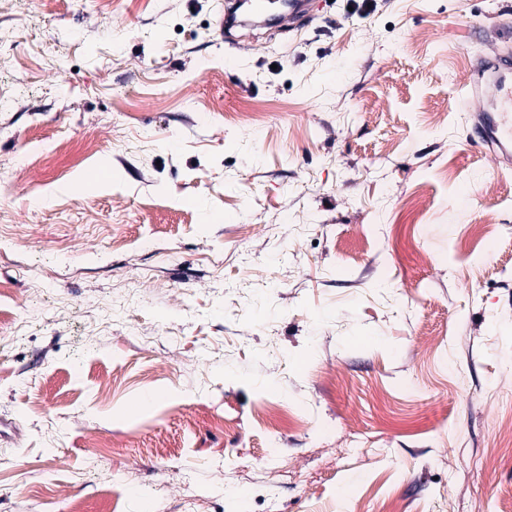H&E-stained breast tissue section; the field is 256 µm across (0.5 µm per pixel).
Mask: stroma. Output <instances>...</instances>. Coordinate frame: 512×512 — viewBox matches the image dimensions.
I'll use <instances>...</instances> for the list:
<instances>
[{
  "label": "stroma",
  "instance_id": "1",
  "mask_svg": "<svg viewBox=\"0 0 512 512\" xmlns=\"http://www.w3.org/2000/svg\"><path fill=\"white\" fill-rule=\"evenodd\" d=\"M223 2L0 0V512H512V0ZM471 29L484 33L488 44L493 45L492 56L485 62L482 68L478 69V73L485 67H490L499 72L497 81H494L492 87V99L495 102L493 110L488 111L482 105L480 84L472 93V99L475 102V113L483 122L477 126L481 138L491 144H496L502 151V155L493 149L494 159L497 163H505L511 167L512 157V54L508 51L501 52L498 45L501 37L498 33H489L485 24L481 20H477L470 24ZM491 112V113H483ZM505 145L510 147L511 152H507Z\"/></svg>",
  "mask_w": 512,
  "mask_h": 512
}]
</instances>
